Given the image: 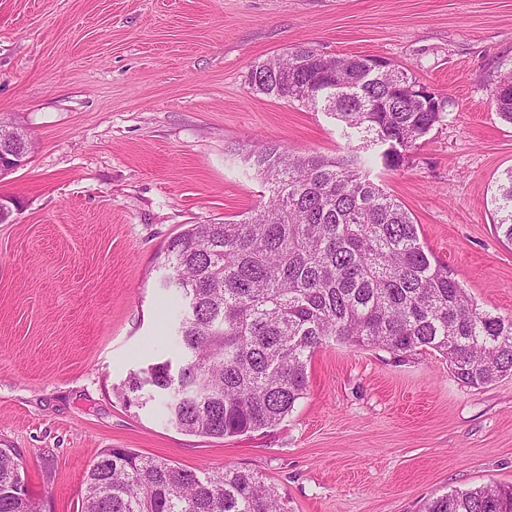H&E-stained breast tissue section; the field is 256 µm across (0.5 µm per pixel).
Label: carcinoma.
Masks as SVG:
<instances>
[{
  "instance_id": "obj_1",
  "label": "carcinoma",
  "mask_w": 512,
  "mask_h": 512,
  "mask_svg": "<svg viewBox=\"0 0 512 512\" xmlns=\"http://www.w3.org/2000/svg\"><path fill=\"white\" fill-rule=\"evenodd\" d=\"M372 57L327 56L306 43L250 70L251 90L323 106L348 139L401 167L447 117L412 95L398 65L370 74ZM492 90L512 123V72ZM268 201L233 222L190 224L164 252L183 303L182 355L149 363L117 386L124 406L163 401L173 426L224 438L283 421L307 388L323 345L433 351L463 385L512 373V317L478 308L448 267L431 260L410 214L363 173L361 156L296 155L265 142L243 152ZM491 203L496 231L512 245V169ZM20 459L0 448V512H41L19 481ZM82 512H288L275 486L231 467L187 469L130 448H107L83 477ZM426 512H512V487L454 490Z\"/></svg>"
}]
</instances>
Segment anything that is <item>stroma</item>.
<instances>
[{"label": "stroma", "mask_w": 512, "mask_h": 512, "mask_svg": "<svg viewBox=\"0 0 512 512\" xmlns=\"http://www.w3.org/2000/svg\"><path fill=\"white\" fill-rule=\"evenodd\" d=\"M299 43L387 58L447 98L410 164L366 170L478 306L512 316V245L491 205L512 124L490 103L512 70V0H0V121L33 144L0 175L19 203L0 224V448L45 512H81L107 448L256 473L291 512H423L454 489L512 486V376L465 386L427 350L324 345L285 420L224 439L112 391L181 355L182 307L160 286L170 238L263 202L242 148H351L323 108L247 85Z\"/></svg>", "instance_id": "obj_1"}]
</instances>
